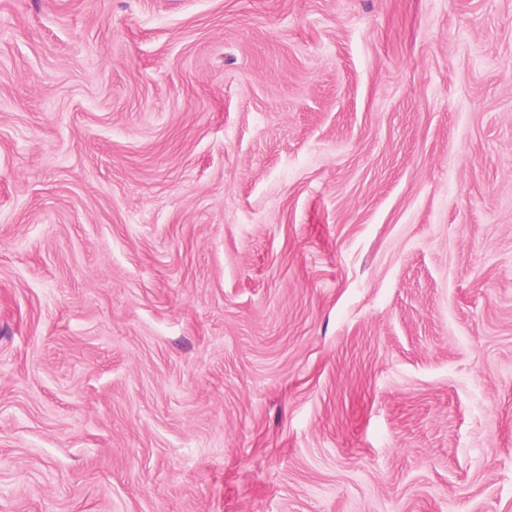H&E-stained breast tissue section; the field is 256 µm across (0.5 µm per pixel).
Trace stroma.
Segmentation results:
<instances>
[{
    "label": "stroma",
    "mask_w": 512,
    "mask_h": 512,
    "mask_svg": "<svg viewBox=\"0 0 512 512\" xmlns=\"http://www.w3.org/2000/svg\"><path fill=\"white\" fill-rule=\"evenodd\" d=\"M0 512H512V0H0Z\"/></svg>",
    "instance_id": "stroma-1"
}]
</instances>
